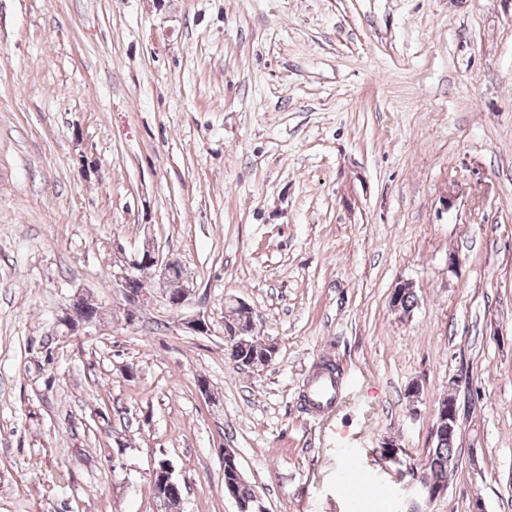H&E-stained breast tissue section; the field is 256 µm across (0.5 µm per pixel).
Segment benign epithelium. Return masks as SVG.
<instances>
[{
    "label": "benign epithelium",
    "mask_w": 512,
    "mask_h": 512,
    "mask_svg": "<svg viewBox=\"0 0 512 512\" xmlns=\"http://www.w3.org/2000/svg\"><path fill=\"white\" fill-rule=\"evenodd\" d=\"M144 267L155 269L159 273L166 284L164 296L171 309L181 310L191 294L181 263L160 253L154 244H145L132 259L112 268V283L119 288L126 303V322L130 325L135 323L140 309L149 298V285L139 275ZM182 325L198 334L209 331L208 316L201 312L183 319ZM450 420L458 421L457 402L454 399L446 403L439 402L436 410V425H443Z\"/></svg>",
    "instance_id": "1"
}]
</instances>
